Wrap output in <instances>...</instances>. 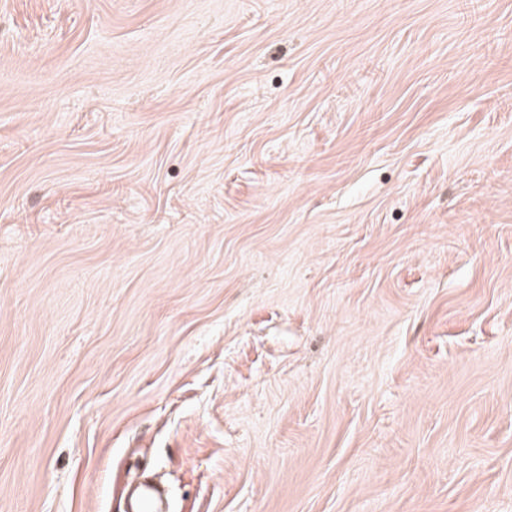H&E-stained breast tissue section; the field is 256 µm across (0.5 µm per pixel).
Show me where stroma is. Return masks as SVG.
Returning a JSON list of instances; mask_svg holds the SVG:
<instances>
[{
    "label": "stroma",
    "mask_w": 512,
    "mask_h": 512,
    "mask_svg": "<svg viewBox=\"0 0 512 512\" xmlns=\"http://www.w3.org/2000/svg\"><path fill=\"white\" fill-rule=\"evenodd\" d=\"M512 512V0H0V512ZM159 496L157 492L149 487L142 486L135 490L131 512H159L162 508L159 506Z\"/></svg>",
    "instance_id": "stroma-1"
}]
</instances>
